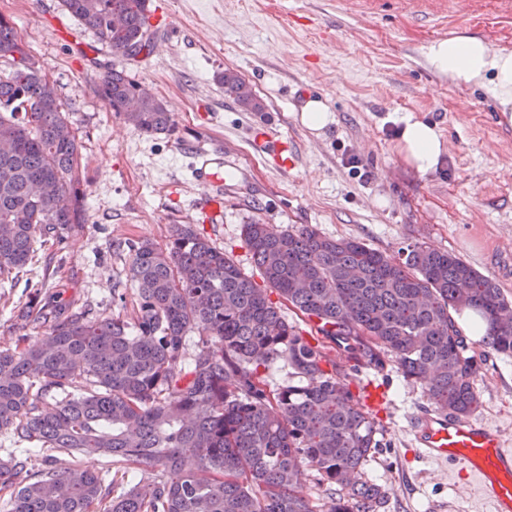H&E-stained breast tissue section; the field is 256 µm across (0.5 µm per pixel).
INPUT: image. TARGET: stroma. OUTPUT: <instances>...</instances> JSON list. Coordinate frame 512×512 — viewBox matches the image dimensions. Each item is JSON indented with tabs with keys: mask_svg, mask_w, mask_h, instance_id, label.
I'll list each match as a JSON object with an SVG mask.
<instances>
[{
	"mask_svg": "<svg viewBox=\"0 0 512 512\" xmlns=\"http://www.w3.org/2000/svg\"><path fill=\"white\" fill-rule=\"evenodd\" d=\"M162 37L150 55L122 62L60 0H0L59 97L84 146L86 222L69 232L52 264L0 288V350L35 341L22 306L53 294L96 318L132 306L129 243L166 247L175 224H189L224 249L244 273L258 270L241 229L258 220L276 229L312 225L331 238H355L387 254L419 243L459 255L512 298V119L480 91H460L428 70L423 49L453 33L512 48V16L494 0L468 18L409 10L378 0L362 16L348 0H150ZM171 112L175 130L147 135L111 112L98 93L100 74L117 63ZM233 70L263 109L247 112L217 76ZM324 100L335 121L320 133L303 126L307 100ZM437 124L449 152L421 175L396 151L398 117ZM279 141L272 155L256 130ZM223 144L241 171L221 206L201 211L190 180L196 148ZM123 296L114 302L113 293ZM478 371L476 417L512 445V355L472 337ZM352 392L383 385L371 406L381 447L366 476L388 496L385 512H491L489 503L448 466L409 452L411 416L428 408L420 385L393 367L350 374Z\"/></svg>",
	"mask_w": 512,
	"mask_h": 512,
	"instance_id": "35a3bbf8",
	"label": "stroma"
}]
</instances>
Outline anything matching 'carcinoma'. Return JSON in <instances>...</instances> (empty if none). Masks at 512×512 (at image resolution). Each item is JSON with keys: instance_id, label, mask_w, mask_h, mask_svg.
Segmentation results:
<instances>
[{"instance_id": "obj_1", "label": "carcinoma", "mask_w": 512, "mask_h": 512, "mask_svg": "<svg viewBox=\"0 0 512 512\" xmlns=\"http://www.w3.org/2000/svg\"><path fill=\"white\" fill-rule=\"evenodd\" d=\"M62 3L124 59L151 53L148 0ZM115 14L124 17L119 29ZM0 58L10 65L0 73L4 286L38 247L64 249L65 233L85 223V205L76 131L54 84L2 15ZM219 82L243 110H263L237 73L226 70ZM138 86L113 66L98 92L144 133L173 132L164 102ZM37 182L58 187L66 205L35 195ZM242 236L260 285L191 226L175 224L164 250L148 240L129 245L137 292L131 319L92 320L50 303L22 310L42 334L0 350V431L63 449L71 460L16 490L27 459L0 460L9 512H380L386 491L365 477L380 448L378 428L347 377L394 365L425 384L435 408L468 415L478 405L477 363L452 312L477 310L488 326L483 343L512 355V324L495 321L512 301L453 252L415 244L394 257L307 225L277 231L259 221L243 225ZM286 308L321 341L290 324ZM195 329L209 339L187 364L185 337ZM279 359L296 382L271 390L263 372ZM82 456L119 457L131 475H155L117 492ZM304 467L328 491L319 506L295 490Z\"/></svg>"}]
</instances>
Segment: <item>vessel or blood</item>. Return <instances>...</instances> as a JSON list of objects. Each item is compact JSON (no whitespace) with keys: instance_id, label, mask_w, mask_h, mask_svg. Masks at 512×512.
Wrapping results in <instances>:
<instances>
[{"instance_id":"vessel-or-blood-1","label":"vessel or blood","mask_w":512,"mask_h":512,"mask_svg":"<svg viewBox=\"0 0 512 512\" xmlns=\"http://www.w3.org/2000/svg\"><path fill=\"white\" fill-rule=\"evenodd\" d=\"M238 171L236 160L223 146L197 150L193 179L207 190L202 209L213 208ZM411 431L424 458L473 480L492 512H512V448L506 447L496 430L472 415L432 410L416 415Z\"/></svg>"}]
</instances>
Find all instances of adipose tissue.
I'll use <instances>...</instances> for the list:
<instances>
[{
	"instance_id": "1",
	"label": "adipose tissue",
	"mask_w": 512,
	"mask_h": 512,
	"mask_svg": "<svg viewBox=\"0 0 512 512\" xmlns=\"http://www.w3.org/2000/svg\"><path fill=\"white\" fill-rule=\"evenodd\" d=\"M424 59L435 74L478 89L500 111L512 112V50L459 34L430 42ZM397 148L403 161L422 175L434 172L447 152L437 125L411 114L401 119Z\"/></svg>"
}]
</instances>
